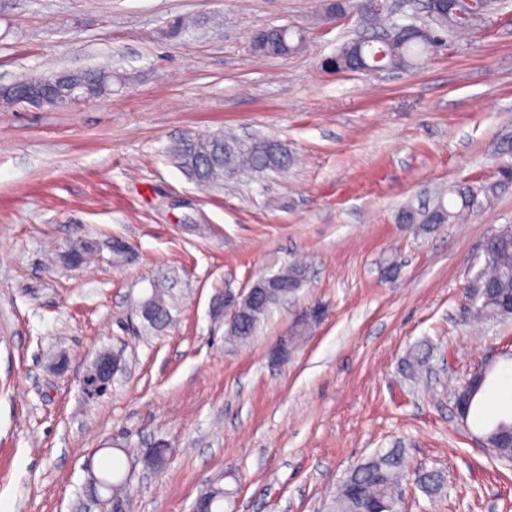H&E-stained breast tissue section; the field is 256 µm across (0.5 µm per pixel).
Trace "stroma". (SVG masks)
Masks as SVG:
<instances>
[{
  "label": "stroma",
  "mask_w": 512,
  "mask_h": 512,
  "mask_svg": "<svg viewBox=\"0 0 512 512\" xmlns=\"http://www.w3.org/2000/svg\"><path fill=\"white\" fill-rule=\"evenodd\" d=\"M321 4L0 0V84L112 68L98 99L0 105V512H190L219 472L224 512H327L353 467L397 444L405 512H512V463L474 441L512 408V362L479 415L461 420L453 400L475 365L512 349V320L467 314L470 266L512 225V8L422 67L336 73L324 60L375 12L326 23ZM285 25L306 31L302 50L257 57L252 33ZM218 130L276 139L292 162L199 186L169 149ZM451 184L473 190L459 219L400 222ZM81 239L99 250L73 268ZM298 259L301 288L248 343L227 341L214 297ZM156 296L161 328L141 315ZM314 306L321 321L271 362ZM425 340L429 373L409 377ZM104 349L123 370L92 399L82 379ZM160 442L166 463L148 469ZM106 468L123 490L91 505L89 472ZM425 470L447 479L431 497L413 485Z\"/></svg>",
  "instance_id": "1"
}]
</instances>
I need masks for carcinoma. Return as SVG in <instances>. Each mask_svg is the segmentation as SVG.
Returning a JSON list of instances; mask_svg holds the SVG:
<instances>
[{
    "label": "carcinoma",
    "mask_w": 512,
    "mask_h": 512,
    "mask_svg": "<svg viewBox=\"0 0 512 512\" xmlns=\"http://www.w3.org/2000/svg\"><path fill=\"white\" fill-rule=\"evenodd\" d=\"M500 5L494 0L487 4L480 0H448V10L435 9L431 16L435 39L422 34L424 26L412 20L408 23L387 20L380 40L358 38L345 44L335 57L327 61L329 68L336 72L375 71L383 69H405L421 64L433 49L445 44L447 38L485 21ZM269 40L276 46L275 54L287 56L304 45L306 36L301 30L285 33L271 27ZM112 71L106 68H92L85 76V87L90 97L98 98L110 93ZM172 155L180 166L196 165L200 186L209 187L224 181V169L235 168L243 171H264L269 160L261 145L238 146L235 139L220 133H209L198 138L182 141L175 145ZM472 191L469 188L450 186L448 191L438 194L427 213L416 218L410 210L402 212V222L410 224L420 220L421 224H444L455 217L452 211L455 199L462 206L469 204ZM307 267L299 263L288 266L280 272L279 284L292 294L306 279ZM473 317L478 320H507L512 318V308L505 303L512 300V235L495 239L493 245L484 251L483 265L469 281V295ZM277 299L259 289L255 301L240 315L232 338L247 342L255 336L258 326ZM144 318L154 327H161L169 320V311L161 298L151 299L142 310ZM431 346L423 343L415 349L406 361V368L415 375L429 358ZM488 389L484 374L477 379L465 380L458 388V395L464 399L461 413L470 416L475 413L481 396ZM512 435V416L503 415L482 427L481 436L490 446L496 448L495 455L512 456V447H502L504 437ZM404 477V452L401 448L380 451L368 460L354 467L344 479L333 498L332 512H400L401 499L397 493ZM445 476L438 472H424L419 475L416 485L427 495H433L444 488ZM121 485L113 481L112 475L104 472L92 475L88 484V496L95 503L105 500L104 494H113Z\"/></svg>",
    "instance_id": "carcinoma-1"
}]
</instances>
